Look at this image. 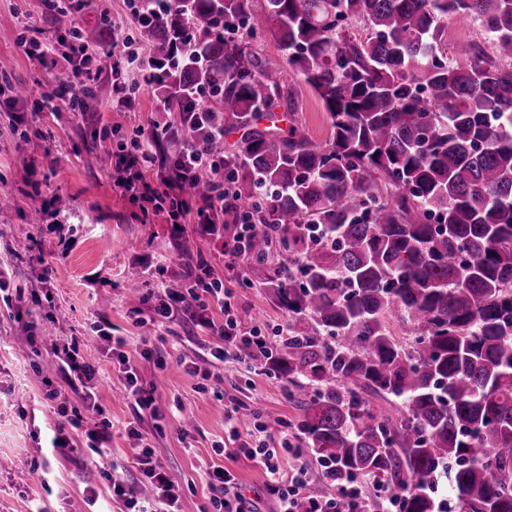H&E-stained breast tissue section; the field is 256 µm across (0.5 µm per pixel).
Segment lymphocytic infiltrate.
<instances>
[{
	"label": "lymphocytic infiltrate",
	"mask_w": 512,
	"mask_h": 512,
	"mask_svg": "<svg viewBox=\"0 0 512 512\" xmlns=\"http://www.w3.org/2000/svg\"><path fill=\"white\" fill-rule=\"evenodd\" d=\"M167 0H129L124 14L110 17L112 28V58L115 65L110 73L104 74L92 66L96 49L86 43L78 26H71L54 36L20 37L19 43L26 54L37 62L43 71L50 72L60 63H67L71 74L40 85V98L43 106H53L62 101L71 110H78L85 93L95 91L100 80H108L112 90V108L118 112H135L141 105L142 93L153 84V70L147 50L135 48L130 31L142 18L145 5L155 7L166 4ZM182 121L181 116L162 113L154 120L150 131H136L130 147L121 148L115 154L116 176L114 184L121 193L131 199L152 203L161 196H178L181 181L162 185L154 179L157 162L158 143L172 135ZM178 171L191 172L203 166L213 175L211 191L197 200L180 199L175 208L167 213L169 223H180L190 217L200 225L218 224L224 219V157L208 151L207 147L177 155L172 161ZM219 306L224 314L223 322H215L211 316L212 306ZM196 326L201 331L215 336L216 344L210 349L215 362L238 359L241 347H251L256 355H264L268 339L259 329L242 332L235 306L230 293L223 287L208 289L205 299L200 300L193 314ZM56 378H43L47 400H56L63 388L76 390L84 406L98 411L99 405L94 392L98 370L85 361L81 341L70 337L53 344ZM288 438L273 441L271 437L250 434L237 448L229 449L223 444H215L213 450L218 455L234 454L243 456L262 465L268 475L267 492L277 500L279 512H365L362 481L358 478L341 480L337 486V496L325 501L311 496L308 492L309 469L306 464H298L291 470H283L280 450H292ZM137 464L145 481L154 489V496L160 506L159 512H179V493L176 486L154 457L150 446H142ZM211 491L210 504L213 512H247L245 498L235 474L224 466H213L208 473Z\"/></svg>",
	"instance_id": "lymphocytic-infiltrate-1"
}]
</instances>
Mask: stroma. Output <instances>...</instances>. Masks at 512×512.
I'll return each instance as SVG.
<instances>
[{
  "instance_id": "stroma-1",
  "label": "stroma",
  "mask_w": 512,
  "mask_h": 512,
  "mask_svg": "<svg viewBox=\"0 0 512 512\" xmlns=\"http://www.w3.org/2000/svg\"><path fill=\"white\" fill-rule=\"evenodd\" d=\"M74 22L44 12L40 0H0V58L12 63L10 81L0 80V102L13 96L16 82L29 90L24 130H16L9 112L0 109V271L24 293L13 307L0 305V512H31L37 504L48 512L124 508L88 448L62 455L51 447L58 406L73 409L81 402L68 390L58 402L45 398L41 379L55 374L50 343L31 342L24 326L29 293L45 286L54 295V336L83 338L84 355L98 369L97 402L104 413L84 412L82 424L102 416L111 420L112 465L127 496H137L143 485L136 442L127 432L132 426L178 486L181 512H207V473L214 465L235 473L255 512H277L265 490L264 468L242 456L216 455L213 445L229 441L231 430L243 438L249 433L247 424L227 413L233 400L252 409L271 436H296L299 412L288 397L287 379L269 371L263 359L213 363L212 337L183 306L162 325L151 316L169 282L188 265L202 263L232 291L243 329L272 337L288 317L266 288L247 282L246 262L226 253V237L203 234L189 220L167 223L161 214L142 221L139 202L115 187L110 153L134 129L150 128L160 106L156 89L144 93L136 112L113 111L104 84L97 91L98 115L40 108L37 66L19 36L27 23L50 34ZM286 78L297 90L296 118L312 141L326 144L331 128L318 97L294 72ZM104 121L119 128L105 141L99 136ZM58 196L69 200L74 215L72 242L63 255L51 222L28 220L42 198ZM132 278L141 283L139 294L125 288ZM104 322L112 325L108 340L96 331ZM116 350L135 367L140 384L153 389L154 410L140 409L126 396L123 367L112 357ZM91 487L98 494L93 506L87 502Z\"/></svg>"
}]
</instances>
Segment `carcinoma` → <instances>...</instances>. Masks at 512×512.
Instances as JSON below:
<instances>
[{"label":"carcinoma","mask_w":512,"mask_h":512,"mask_svg":"<svg viewBox=\"0 0 512 512\" xmlns=\"http://www.w3.org/2000/svg\"><path fill=\"white\" fill-rule=\"evenodd\" d=\"M453 15L482 40L448 50ZM134 40L165 67L161 100L187 110L208 86L210 124L243 130L207 147L224 153V231L248 226L246 275L288 313L273 370L301 446L404 512H440L445 468L453 512H512V0H173ZM288 67L327 112L324 145L297 121L259 126L295 112ZM211 181L201 168L183 190Z\"/></svg>","instance_id":"carcinoma-1"}]
</instances>
